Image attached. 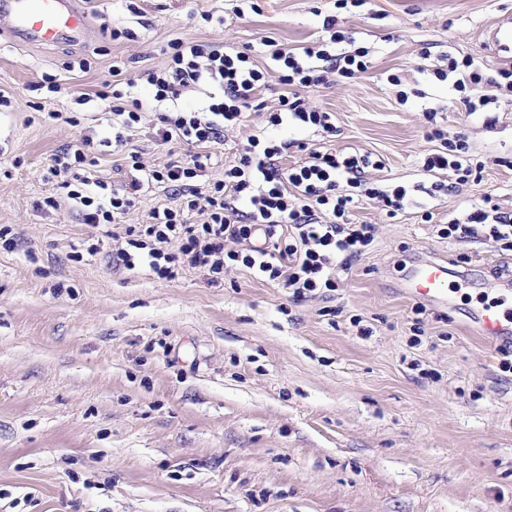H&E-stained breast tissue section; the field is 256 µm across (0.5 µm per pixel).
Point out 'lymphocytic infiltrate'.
<instances>
[{
	"label": "lymphocytic infiltrate",
	"instance_id": "obj_1",
	"mask_svg": "<svg viewBox=\"0 0 512 512\" xmlns=\"http://www.w3.org/2000/svg\"><path fill=\"white\" fill-rule=\"evenodd\" d=\"M322 28L328 40L308 46L292 47L266 38L264 44L275 63L271 71L256 66L245 49L170 40L165 67L145 74L158 108L154 138L163 144L190 146L193 153L158 166L146 164L139 150L128 145L142 121L143 102L135 82L125 76V65H112L115 90L102 88L96 96L107 102L117 126L113 141L124 150L127 177L117 185L92 178L98 159L87 152L92 138L81 136L57 151L46 171L47 178H59L65 200L49 196L44 205L56 208L68 202L82 223L93 226L123 224L124 215L143 192L159 188L172 193L173 202L155 207L150 223L123 224L115 257L125 269L146 266L157 279L170 282L191 268L218 285L226 274L244 267L255 278L288 289L297 301L335 292L341 272L365 255L374 241L373 225L350 221L356 197L375 201L391 215L410 204L405 188L385 190L367 178L368 169L378 166L371 153L328 152L303 143L299 149L305 159L285 167L281 160L287 143L253 136L238 160L225 166L222 179L199 181L212 158L211 148L223 141L225 129L240 125L269 77H276L285 89L277 109L268 116L271 125L298 121L335 134L331 113L311 106L303 92L339 78H357L368 69L370 51L356 46L349 32L339 28L336 16H325ZM437 75L452 80L460 103L470 112L488 109L498 104L500 95L512 94V65L492 69L469 56L452 57ZM208 82L221 86L222 101L197 111L183 110V91ZM121 83L126 86L122 92L117 89ZM478 85L489 86V93L468 95V87ZM426 136L438 147L423 157L422 171L447 177L452 186L471 176L469 143L463 133L451 134L432 125ZM474 224L487 225L490 237L512 248V217L495 209L474 211L463 221L451 220L438 234L455 239ZM259 235L265 239L261 247L253 243Z\"/></svg>",
	"mask_w": 512,
	"mask_h": 512
}]
</instances>
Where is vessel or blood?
<instances>
[{"label": "vessel or blood", "mask_w": 512, "mask_h": 512, "mask_svg": "<svg viewBox=\"0 0 512 512\" xmlns=\"http://www.w3.org/2000/svg\"><path fill=\"white\" fill-rule=\"evenodd\" d=\"M11 24L6 31L15 44L52 46L86 42L91 28L85 0H0ZM485 46L496 59L512 57V17L502 18L488 30ZM409 293L440 304L449 303L448 268L428 260L411 268ZM475 323L482 335L512 339V318L487 308L476 315Z\"/></svg>", "instance_id": "1"}]
</instances>
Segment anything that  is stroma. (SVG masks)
<instances>
[{"label":"stroma","instance_id":"35a3bbf8","mask_svg":"<svg viewBox=\"0 0 512 512\" xmlns=\"http://www.w3.org/2000/svg\"><path fill=\"white\" fill-rule=\"evenodd\" d=\"M253 2L225 25L217 17L232 0H87L85 44L36 49L0 35V91L11 99L0 107V228L14 240L0 248V512H512V374L499 368L501 340L473 322L484 307L512 308L501 285L512 253L482 230L436 232L487 201L512 215V99L471 114L433 74L448 54L490 63L486 32L512 15V0ZM333 13L371 51L360 78L307 93L335 114L336 134L269 126L273 83L206 171L221 178L254 135L289 142L291 163L301 143L381 160L370 178L418 206L391 217L357 205L351 221L373 225L374 241L333 296L295 301L243 267L220 286L192 269L165 282L116 267V234L169 203L159 189L114 227L65 206L36 209L58 193L43 178L53 154L89 127L111 137L95 93L113 62L135 75L161 69L174 38L304 46ZM113 26L130 37L112 39ZM48 74L91 94L79 126L42 121L67 105L38 89ZM430 108L483 165L450 193L419 167L435 147ZM419 258L470 287L448 307L411 297Z\"/></svg>","mask_w":512,"mask_h":512}]
</instances>
